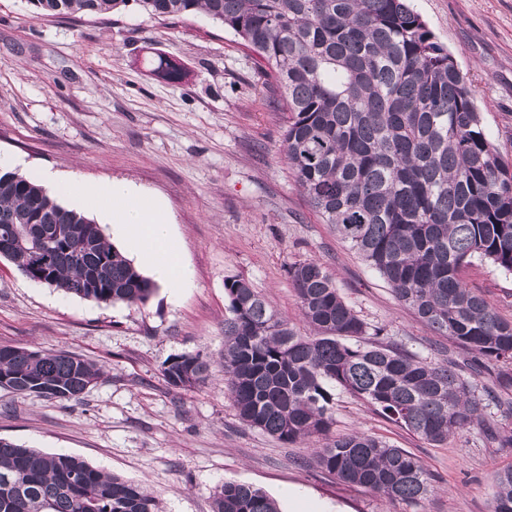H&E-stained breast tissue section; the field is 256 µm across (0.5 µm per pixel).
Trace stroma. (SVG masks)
Returning <instances> with one entry per match:
<instances>
[{"label":"stroma","mask_w":512,"mask_h":512,"mask_svg":"<svg viewBox=\"0 0 512 512\" xmlns=\"http://www.w3.org/2000/svg\"><path fill=\"white\" fill-rule=\"evenodd\" d=\"M410 5L468 72L487 136L512 158V0ZM161 56L182 64L185 82L154 75ZM273 99L256 58L204 14L162 21L130 0L115 15L38 17L29 0H0V156L26 177L48 169L141 186L166 205L194 273L145 305H104L33 282L0 257V344L64 350L104 369L78 403L0 389V437L146 484L163 512H212L211 493L227 481L261 488L281 512H491L512 447L482 428L433 445L337 391L335 433L406 449L434 479L421 505L394 506L321 470L308 445L240 421L222 359L230 278L301 331L289 271L317 261L384 343L436 363L460 355L306 202L279 152L287 115L271 111ZM462 278L512 321V273L476 259ZM197 352L210 361L209 382L170 387L166 362Z\"/></svg>","instance_id":"stroma-1"}]
</instances>
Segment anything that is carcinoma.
Segmentation results:
<instances>
[{
  "label": "carcinoma",
  "instance_id": "obj_1",
  "mask_svg": "<svg viewBox=\"0 0 512 512\" xmlns=\"http://www.w3.org/2000/svg\"><path fill=\"white\" fill-rule=\"evenodd\" d=\"M129 0H29L34 14L104 16ZM157 19L203 13L266 65L288 113L281 152L310 206L437 335L500 363L483 397L456 362L431 363L375 342L320 263L290 270L308 332L239 279L225 282L224 383L240 420L283 443L316 441L318 465L391 504L434 492L421 461L363 432L331 435L336 389L433 445L484 423V401L512 410V322L466 286L479 258L512 273V159L487 137L476 90L408 0H139ZM154 72L184 79L160 57ZM25 233L10 262L31 280L98 304H145L154 283L88 216L0 172V238ZM201 353L171 357L173 388L208 379ZM101 367L65 351L0 345V389L81 400ZM0 512H161L140 484L66 453L0 438ZM212 512H279L249 484L224 482ZM491 512H512V469Z\"/></svg>",
  "mask_w": 512,
  "mask_h": 512
}]
</instances>
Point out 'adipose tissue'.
<instances>
[{"label": "adipose tissue", "instance_id": "ef3b65f1", "mask_svg": "<svg viewBox=\"0 0 512 512\" xmlns=\"http://www.w3.org/2000/svg\"><path fill=\"white\" fill-rule=\"evenodd\" d=\"M35 178L67 198L73 208L97 210L113 237L163 287L174 290L192 281V269L182 257L175 227L161 200L125 182L93 187L73 178L59 179L49 171L36 173Z\"/></svg>", "mask_w": 512, "mask_h": 512}]
</instances>
